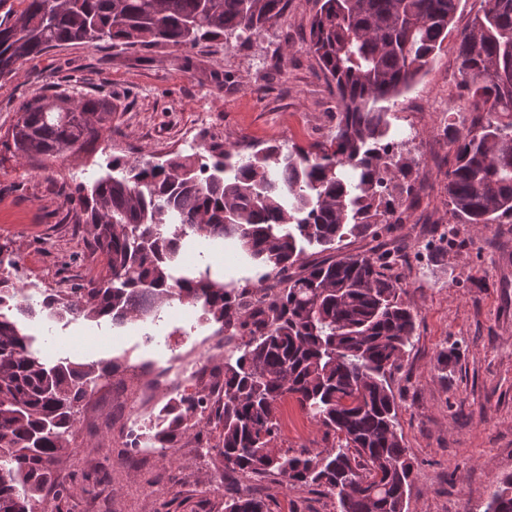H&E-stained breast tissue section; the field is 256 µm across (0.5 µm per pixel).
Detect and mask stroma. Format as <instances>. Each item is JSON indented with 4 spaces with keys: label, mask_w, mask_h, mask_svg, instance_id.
<instances>
[{
    "label": "stroma",
    "mask_w": 512,
    "mask_h": 512,
    "mask_svg": "<svg viewBox=\"0 0 512 512\" xmlns=\"http://www.w3.org/2000/svg\"><path fill=\"white\" fill-rule=\"evenodd\" d=\"M479 7L480 0H459L453 37L390 110V138L413 161L402 223L348 236L336 249L340 256L396 253L391 273L416 315L390 380L414 467L407 512H485L492 490L512 475V216L476 232L456 223L446 193L455 155L445 128L462 131L484 119L460 88L454 40ZM318 8L317 0H288L284 16L245 43L63 45L0 79V245L19 255L21 285L71 288L104 268L72 197L78 185L106 174L108 160L191 153L186 136L196 127L207 141L236 143L244 155L330 139L336 95L308 49ZM62 91L111 101V129L76 154L14 156L5 140L20 103ZM161 315L122 327L32 322V334L53 335L49 357L119 366L111 401L80 407L69 452L53 468L66 493L49 502L50 512H224L225 498L237 495L263 498L272 512H337L324 489L244 476L225 467L217 449L199 453L191 435L165 454L126 448V421L139 409L130 364L162 362L213 331L198 306L175 302ZM444 352L454 356L445 369L437 363ZM277 421L275 450L301 453L333 442L293 399L280 404Z\"/></svg>",
    "instance_id": "35a3bbf8"
}]
</instances>
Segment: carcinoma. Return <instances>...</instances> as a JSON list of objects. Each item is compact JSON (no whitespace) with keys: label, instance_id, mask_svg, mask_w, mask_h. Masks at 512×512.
<instances>
[{"label":"carcinoma","instance_id":"cac0c4a2","mask_svg":"<svg viewBox=\"0 0 512 512\" xmlns=\"http://www.w3.org/2000/svg\"><path fill=\"white\" fill-rule=\"evenodd\" d=\"M308 49L336 94V135L309 148L269 145L249 156L221 143L162 163L112 160L108 174L77 189L106 268L73 288L22 304L12 278L19 257L0 246V512H37L53 466L70 448L76 408L112 360L47 362L22 322L36 312L112 325L145 320L172 299L202 305L224 337V387L177 395L161 447L193 432H219L224 466L322 487L338 512H406L412 464L398 434L392 371L415 319L383 257H336V243L399 223L395 195L408 164L388 141L390 103L448 38L458 0H320ZM0 20V78L66 44L194 46L250 39L280 20L288 0H20ZM460 87L486 122L451 138L448 206L486 228L512 216V0H481L457 42ZM112 128V103L68 94L24 101L14 153L55 157L82 150ZM190 236L237 240L260 286L226 284L209 269L183 271ZM328 253L309 260V250ZM296 399L331 447L275 451L277 404ZM224 512H269L265 500L231 496ZM486 512H512V476Z\"/></svg>","mask_w":512,"mask_h":512}]
</instances>
